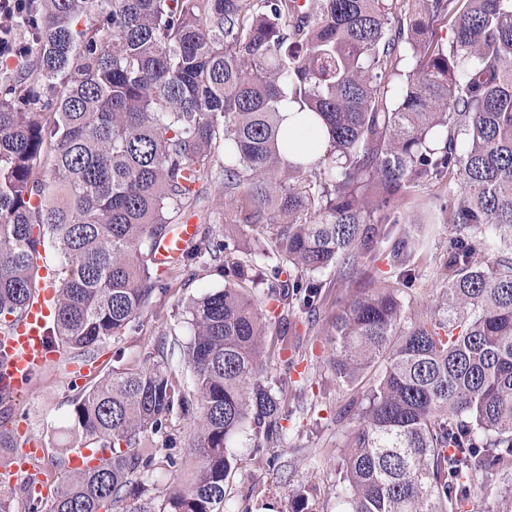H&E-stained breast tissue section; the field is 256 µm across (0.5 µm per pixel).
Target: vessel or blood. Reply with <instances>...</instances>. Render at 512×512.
I'll return each instance as SVG.
<instances>
[{
  "instance_id": "b4317fda",
  "label": "vessel or blood",
  "mask_w": 512,
  "mask_h": 512,
  "mask_svg": "<svg viewBox=\"0 0 512 512\" xmlns=\"http://www.w3.org/2000/svg\"><path fill=\"white\" fill-rule=\"evenodd\" d=\"M198 227L180 224L155 244L152 258L155 265L168 267L194 243ZM54 274L44 268L43 283L28 302L18 326L0 334V355L6 366L0 372V386L19 388L41 372L57 356L47 343L48 329L54 316Z\"/></svg>"
}]
</instances>
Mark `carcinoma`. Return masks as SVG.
I'll return each instance as SVG.
<instances>
[{"label":"carcinoma","mask_w":512,"mask_h":512,"mask_svg":"<svg viewBox=\"0 0 512 512\" xmlns=\"http://www.w3.org/2000/svg\"><path fill=\"white\" fill-rule=\"evenodd\" d=\"M8 28L34 73L0 83V332L44 254L54 349L91 358L136 330L163 288L153 243L200 201L220 138L231 207L224 234L182 255L224 278L182 313L191 385L162 347L81 387L63 430L91 455L48 498L37 476L67 456L34 460L0 512H224L232 439L274 448L296 412L264 370L328 271L351 288L328 361L351 389L344 512H512L479 486L512 475V0H29ZM288 96L326 128L310 161L284 159ZM444 180L424 224H401L405 200ZM437 224L448 251L424 261ZM381 251L393 275L355 281ZM428 275L433 315L410 321ZM175 416L195 424L194 474L155 495L153 474L178 465Z\"/></svg>","instance_id":"1"}]
</instances>
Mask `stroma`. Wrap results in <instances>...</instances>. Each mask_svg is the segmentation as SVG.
<instances>
[{"mask_svg":"<svg viewBox=\"0 0 512 512\" xmlns=\"http://www.w3.org/2000/svg\"><path fill=\"white\" fill-rule=\"evenodd\" d=\"M165 290L156 294L151 306L137 320V329L118 339L103 341L94 366L61 354L35 378L21 397L0 404L11 427L26 425L43 441L47 453H61L66 438L62 432L75 396L74 385L98 381L114 362L135 368L156 352L161 342L186 341L190 331L180 319L183 305L193 297L223 287L221 277L208 266L175 263L163 271ZM349 292L332 283L317 315L295 311L289 336L295 344L290 358L271 361L265 378L272 389L295 391L298 379H306L301 411L295 413L291 429L276 449H257L250 433H239L232 441L237 468L225 486L228 512H292L293 499L304 495L308 512H342L336 464L348 433L347 423L336 414L349 401V392L338 383L327 361L332 321L344 306Z\"/></svg>","mask_w":512,"mask_h":512,"instance_id":"1","label":"stroma"}]
</instances>
